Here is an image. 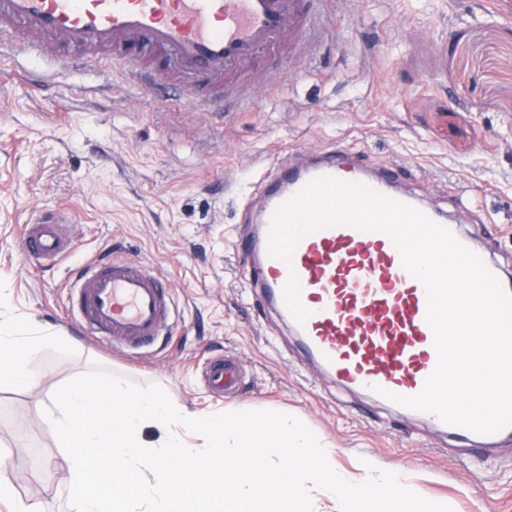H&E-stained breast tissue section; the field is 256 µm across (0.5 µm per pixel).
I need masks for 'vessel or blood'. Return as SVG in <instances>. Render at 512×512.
Segmentation results:
<instances>
[{
    "label": "vessel or blood",
    "instance_id": "vessel-or-blood-1",
    "mask_svg": "<svg viewBox=\"0 0 512 512\" xmlns=\"http://www.w3.org/2000/svg\"><path fill=\"white\" fill-rule=\"evenodd\" d=\"M330 0H0V54L55 53L63 66L86 68L107 56L131 87L171 89L180 101L210 110L230 103L225 83L246 78L263 58L299 57L326 27ZM364 184L417 208L458 232L447 211L407 190L399 169L361 150L330 146L275 162L251 182L240 221L253 232L235 240L238 267L253 302L288 319L303 352L343 386L418 394L437 365L423 285L403 266L390 238L349 225L304 236L291 262L268 251L272 219L311 180ZM71 248L67 218L24 225L22 250L36 262H60ZM297 276L305 322L292 317L284 286ZM68 309L82 330L114 350L143 357L179 326L170 281L122 256L86 266L71 286ZM218 394H233L234 362L207 366Z\"/></svg>",
    "mask_w": 512,
    "mask_h": 512
}]
</instances>
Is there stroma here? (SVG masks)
<instances>
[{"label": "stroma", "instance_id": "stroma-1", "mask_svg": "<svg viewBox=\"0 0 512 512\" xmlns=\"http://www.w3.org/2000/svg\"><path fill=\"white\" fill-rule=\"evenodd\" d=\"M325 42L251 85L243 112H202L52 60L0 57V327L44 344L26 391L0 387V475L40 512H72L46 406L100 368L161 386L175 407L294 415L331 448L336 472L404 467L416 493L453 512H512V440L465 458L464 440L340 386L299 350L288 324L247 300L233 243L254 177L288 152L342 145L401 166L427 201L475 202L460 230L512 274V0H333ZM57 70L44 90L24 74ZM60 212L73 247L54 265L24 260V224ZM173 283L185 326L145 357L83 335L65 304L86 264L113 253ZM232 355L244 377L216 399L203 362Z\"/></svg>", "mask_w": 512, "mask_h": 512}]
</instances>
